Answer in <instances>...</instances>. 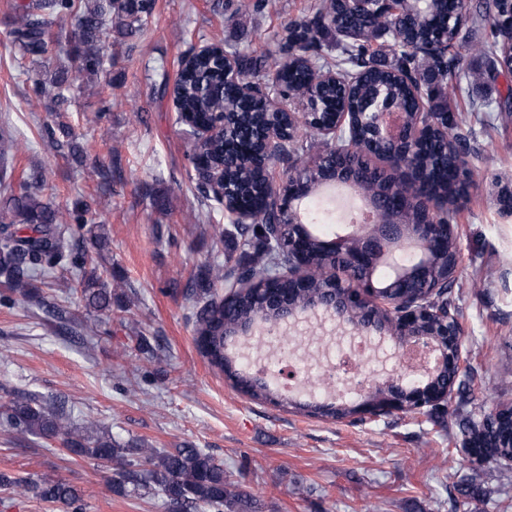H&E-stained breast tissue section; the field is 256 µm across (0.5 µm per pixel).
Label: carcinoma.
<instances>
[{
    "mask_svg": "<svg viewBox=\"0 0 512 512\" xmlns=\"http://www.w3.org/2000/svg\"><path fill=\"white\" fill-rule=\"evenodd\" d=\"M155 0H14L12 4L11 43L22 56L43 59L54 44L62 39L72 47L78 61V73L96 75L104 65V47L112 27L125 37L145 31L152 17ZM468 12L471 27L489 19L490 30L478 42L457 29L455 13L458 8ZM392 12L379 14L361 6L357 0H320L312 7V16L291 21L283 28L280 50L282 61L269 62L267 56L242 60V69L249 78L264 81L272 90L280 81L288 82L298 92L309 89L312 68L334 70L339 77L334 83L320 88L322 118L334 122L336 113L349 112L356 122L354 136L339 138L312 163L304 159L308 146L296 139L291 144V165L281 174L286 183L296 175L306 176V225L310 228L334 218L335 209L325 200L312 195L323 184L325 173L343 168L354 173L358 185L374 184L387 188L401 176L399 166L379 169L370 165V155L389 154L392 149L376 144L370 135L368 115L375 111L378 100L388 101L404 114L411 124L424 125L416 159L410 174L418 180L420 192L433 197L438 205L442 224L456 221L459 201L463 197L464 181L470 178L466 153L470 148L471 131L455 120L448 121V138L432 129L444 120L442 113L453 114L448 102V83H454V95L465 92L463 84L480 78H495L512 74V0H471L463 5L458 0H392ZM72 16L76 21L73 33L51 32L54 17ZM399 39L391 44L395 63L377 64L368 59L371 41L391 36ZM331 32L341 56L330 53L308 54L316 36ZM475 51L487 61L480 74L459 70L464 53ZM176 110L179 119L194 125H205L216 112H233L238 119L237 135L231 140L218 139L208 151L213 166L225 168L237 193L222 203L231 214L238 207L268 209L266 196L275 185V173L263 167L260 154V134L269 120L266 107L259 98L246 99L235 84L224 81L210 56L193 57L191 64L180 70L175 80ZM481 112H512V90L480 106ZM455 142L463 153L448 151ZM19 150V142L9 133L0 134V160L8 161ZM40 176L31 173L6 188V198L0 203V285L11 293L26 295L35 274L46 266L67 265L83 267L92 260L89 250L73 237L71 225H91L88 232L94 246H101L103 236L94 232L97 224L96 201L85 197L73 208H61L39 199L33 187ZM238 247L242 257L233 261L227 254L224 264L210 265L196 272L190 282L188 298L193 302L192 317L195 341L211 366L219 369L240 391L254 399L275 400L269 382L250 376L249 364L228 354V346L240 331L256 321L274 328L279 323V304L256 296L243 289L233 295L219 291L243 280L263 282L265 277L279 275L278 291L288 307L305 310L318 302L333 299L335 293L325 283H307L292 277L291 258L286 252L274 249L269 236L267 219L255 224H239ZM323 238L318 232L306 234L309 262L319 264L324 257ZM398 263L407 269L411 261L423 260V251L416 247L409 252L395 241ZM336 269L346 273L351 281L371 276L379 289L382 301L391 303L398 296L392 287L397 271H381L373 266L358 271L342 259ZM432 282L442 283L443 291L436 294L431 309L448 317L459 326L455 279L445 280L442 268L434 270ZM67 287L80 296L86 306L97 312L112 311V283L93 272L72 279ZM361 320L363 327L380 331L390 326L386 312L374 311V319L366 315L345 314V320ZM437 388L448 389V399L435 407H423L417 413L429 414L443 421L452 416L463 443L475 445L482 464H508L512 459V405H501L498 411L480 410L471 393V379L459 377L441 368L428 378ZM315 416L342 418L355 408L333 403L294 404ZM0 426L19 434L42 439H60L67 449L100 462L115 464L112 486L123 491L155 489L164 496L169 512H197L201 506L215 512H248L249 498L241 491L230 489L224 466L199 448H175L160 451L143 444L122 446L97 432V424L88 421L81 427L73 424L67 414L43 403L32 394L21 393L0 406ZM25 496L30 494L46 503H61L73 507L80 500L75 488L59 479L10 477L0 474V487Z\"/></svg>",
    "mask_w": 512,
    "mask_h": 512,
    "instance_id": "1",
    "label": "carcinoma"
}]
</instances>
